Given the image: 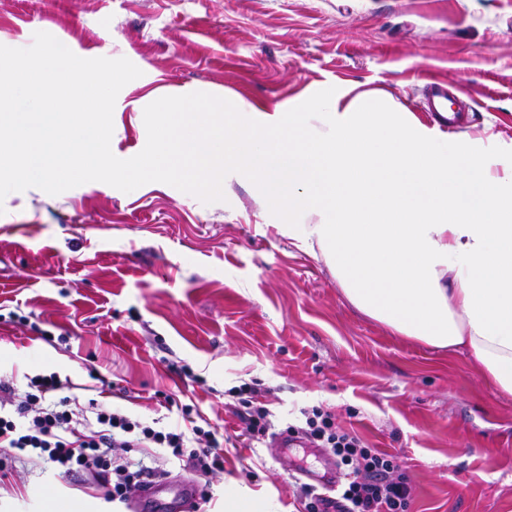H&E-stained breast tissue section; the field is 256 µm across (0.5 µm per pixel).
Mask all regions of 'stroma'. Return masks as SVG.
Segmentation results:
<instances>
[{"label": "stroma", "instance_id": "1", "mask_svg": "<svg viewBox=\"0 0 512 512\" xmlns=\"http://www.w3.org/2000/svg\"><path fill=\"white\" fill-rule=\"evenodd\" d=\"M19 46L115 73L116 168L146 149L169 93L220 114L235 101L272 113L366 92L428 125L418 105L433 75L476 114L444 139L471 136L512 164V0H0V56ZM279 221L255 181L232 172L217 191L162 174L147 186L84 176L51 193L1 192L0 379L21 389L54 372L80 403L217 427L224 472L207 512L241 501L306 512L294 473L323 465L312 448L249 444L226 392L254 379L278 424L320 406L392 455L411 487L405 512H512V397L467 352L357 310ZM110 510L101 490L40 463H17L0 490V512Z\"/></svg>", "mask_w": 512, "mask_h": 512}]
</instances>
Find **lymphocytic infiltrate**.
I'll return each instance as SVG.
<instances>
[{"mask_svg":"<svg viewBox=\"0 0 512 512\" xmlns=\"http://www.w3.org/2000/svg\"><path fill=\"white\" fill-rule=\"evenodd\" d=\"M69 387V380L54 372L28 377L27 390L21 395L0 382L1 486L16 462L29 459L58 475L104 488L106 502L126 508L132 491L164 474L156 461L132 458V449H165L169 458L199 481L223 472L216 429L158 428L94 399L81 405L68 396ZM259 393L247 382L230 391L249 439L271 441L278 431L271 411L259 404ZM286 431L301 435L333 460L340 475L336 512H403L410 487L396 476L392 459L343 428L331 411L317 406L303 410L299 424L287 426Z\"/></svg>","mask_w":512,"mask_h":512,"instance_id":"lymphocytic-infiltrate-1","label":"lymphocytic infiltrate"}]
</instances>
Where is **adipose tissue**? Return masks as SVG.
<instances>
[{
    "label": "adipose tissue",
    "mask_w": 512,
    "mask_h": 512,
    "mask_svg": "<svg viewBox=\"0 0 512 512\" xmlns=\"http://www.w3.org/2000/svg\"><path fill=\"white\" fill-rule=\"evenodd\" d=\"M111 80L89 62L35 63L21 50L0 65V94L32 107L0 133V156L18 157L0 181L49 193L72 175L170 174L206 190L234 167L359 311L431 348L466 349L512 396V165L442 142L412 113L361 94L290 112L238 103L209 135L199 131L204 104H164L155 143L116 169L105 136Z\"/></svg>",
    "instance_id": "adipose-tissue-1"
}]
</instances>
